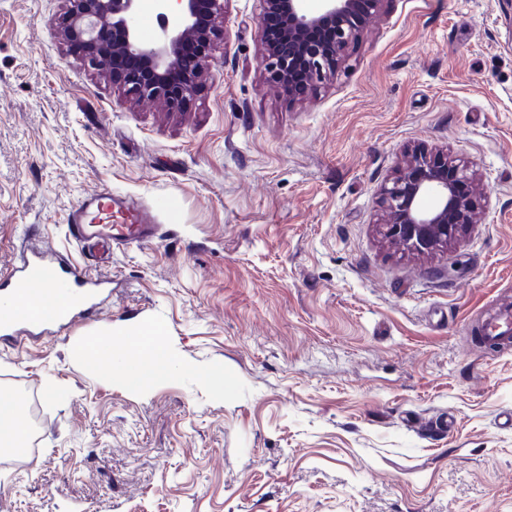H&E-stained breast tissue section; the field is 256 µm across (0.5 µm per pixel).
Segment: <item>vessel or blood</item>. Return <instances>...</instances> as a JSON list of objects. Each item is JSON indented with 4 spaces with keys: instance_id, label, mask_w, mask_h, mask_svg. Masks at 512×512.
<instances>
[{
    "instance_id": "1",
    "label": "vessel or blood",
    "mask_w": 512,
    "mask_h": 512,
    "mask_svg": "<svg viewBox=\"0 0 512 512\" xmlns=\"http://www.w3.org/2000/svg\"><path fill=\"white\" fill-rule=\"evenodd\" d=\"M156 227L130 198L102 189L86 197L68 220L70 237L79 245H99L108 250L152 238ZM48 284L67 290L78 304L77 311L93 307L112 287L110 278L93 276L53 255L39 243H24L15 256L7 279L0 289L27 300L32 285ZM50 319L17 312L0 319V331L39 334L50 327ZM483 341L498 346L512 340V305L496 309L494 315L480 327Z\"/></svg>"
}]
</instances>
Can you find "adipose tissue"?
Here are the masks:
<instances>
[{"mask_svg":"<svg viewBox=\"0 0 512 512\" xmlns=\"http://www.w3.org/2000/svg\"><path fill=\"white\" fill-rule=\"evenodd\" d=\"M160 334L156 327L133 331L131 343L135 350L131 353L116 350L111 338L97 337L79 344L75 355L94 369L118 372L126 387L140 390L182 368L181 363L162 352L158 342Z\"/></svg>","mask_w":512,"mask_h":512,"instance_id":"obj_1","label":"adipose tissue"}]
</instances>
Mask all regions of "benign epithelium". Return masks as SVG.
Here are the masks:
<instances>
[{
  "label": "benign epithelium",
  "instance_id": "7a95c632",
  "mask_svg": "<svg viewBox=\"0 0 512 512\" xmlns=\"http://www.w3.org/2000/svg\"><path fill=\"white\" fill-rule=\"evenodd\" d=\"M62 37L81 47L84 64L123 83L126 95L137 101H159L171 112L179 111L205 81L212 64L211 45L224 38L225 0H155L159 35L147 42L141 38L137 18L141 0H66ZM358 0H321L312 13L305 0H264L258 18L260 58L266 81L300 99L336 77L342 56L363 33V20L356 15ZM276 13L286 25L275 40L265 34L266 17ZM328 15L340 18L335 46L323 51L312 45L308 33ZM118 29L119 43L105 40L104 32ZM201 45L196 66L187 71L179 86L169 75L182 62L185 43ZM475 171L437 147L412 150L382 190L385 213L384 237L413 255H428L448 247L480 216L476 200ZM431 195L434 203L424 206Z\"/></svg>",
  "mask_w": 512,
  "mask_h": 512
}]
</instances>
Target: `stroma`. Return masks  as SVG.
<instances>
[{
    "instance_id": "stroma-1",
    "label": "stroma",
    "mask_w": 512,
    "mask_h": 512,
    "mask_svg": "<svg viewBox=\"0 0 512 512\" xmlns=\"http://www.w3.org/2000/svg\"><path fill=\"white\" fill-rule=\"evenodd\" d=\"M262 11L228 0L218 67L170 112L69 50L62 0H0V273L32 235L112 280L0 346V398L40 439L0 465V512H512V345L474 340L512 302V7L386 0L298 100L264 79ZM418 145L481 184L479 223L424 257L380 235ZM100 188L158 236L76 246L68 215ZM148 324L184 369L145 391L72 355Z\"/></svg>"
}]
</instances>
